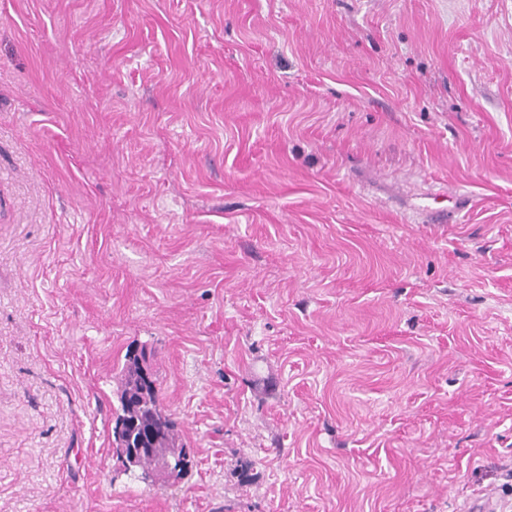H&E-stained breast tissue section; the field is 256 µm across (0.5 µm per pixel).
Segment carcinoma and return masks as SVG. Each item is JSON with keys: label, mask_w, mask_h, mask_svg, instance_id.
Instances as JSON below:
<instances>
[{"label": "carcinoma", "mask_w": 512, "mask_h": 512, "mask_svg": "<svg viewBox=\"0 0 512 512\" xmlns=\"http://www.w3.org/2000/svg\"><path fill=\"white\" fill-rule=\"evenodd\" d=\"M144 360L146 356L130 353L120 370L115 423H125L126 431L114 437L117 453L126 455L142 444L168 448L183 457L177 470V475L183 476L189 471L190 457L185 447L176 445L175 423L159 403L155 376L144 370Z\"/></svg>", "instance_id": "1"}]
</instances>
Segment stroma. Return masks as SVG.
Wrapping results in <instances>:
<instances>
[{
    "label": "stroma",
    "mask_w": 512,
    "mask_h": 512,
    "mask_svg": "<svg viewBox=\"0 0 512 512\" xmlns=\"http://www.w3.org/2000/svg\"><path fill=\"white\" fill-rule=\"evenodd\" d=\"M146 353L187 476L125 472ZM512 512V0H0V512Z\"/></svg>",
    "instance_id": "stroma-1"
}]
</instances>
